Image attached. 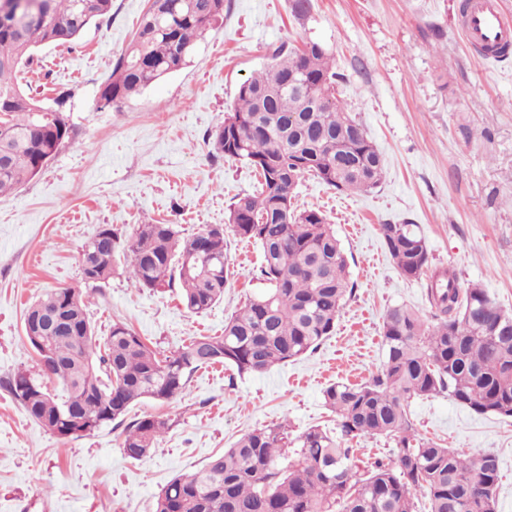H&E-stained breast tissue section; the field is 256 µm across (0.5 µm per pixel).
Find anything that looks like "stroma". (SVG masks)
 Here are the masks:
<instances>
[{
	"mask_svg": "<svg viewBox=\"0 0 512 512\" xmlns=\"http://www.w3.org/2000/svg\"><path fill=\"white\" fill-rule=\"evenodd\" d=\"M463 0H312L296 19L290 0H230L193 61L133 96L99 110L100 88L133 40L148 0H112L110 16L73 43L45 45L20 66L17 84L53 107L65 97L71 132L34 179L0 197V512H153L174 477L222 453L244 432L285 422L295 432L335 430L322 391L359 384L386 360L389 307L430 318L429 275L405 279L387 252L385 224H416L431 265L452 269L461 288L478 284L512 310V57L474 54L461 30ZM324 44L343 74L341 97L382 154L376 189L340 192L310 177L298 208L322 211L336 228L354 293L333 336L315 352L267 374L231 379L224 366L196 371L174 400H143L127 418L167 419L154 452H122L123 426L64 438L25 412L2 383L40 365L23 331L27 307L51 289L84 288L81 252L102 225L130 236L140 224L185 234L226 223L258 175L212 153L239 85L272 46ZM224 299L194 314L176 288H137L124 265L89 291L98 335L121 321L169 352L195 336H219L224 321L264 289L260 247L227 234ZM415 429L442 446L499 460L497 512H512V418L479 415L447 394L413 399Z\"/></svg>",
	"mask_w": 512,
	"mask_h": 512,
	"instance_id": "1",
	"label": "stroma"
}]
</instances>
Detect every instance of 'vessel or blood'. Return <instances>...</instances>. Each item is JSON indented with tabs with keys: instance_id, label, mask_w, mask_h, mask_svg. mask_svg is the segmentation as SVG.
I'll use <instances>...</instances> for the list:
<instances>
[{
	"instance_id": "b4317fda",
	"label": "vessel or blood",
	"mask_w": 512,
	"mask_h": 512,
	"mask_svg": "<svg viewBox=\"0 0 512 512\" xmlns=\"http://www.w3.org/2000/svg\"><path fill=\"white\" fill-rule=\"evenodd\" d=\"M461 25L475 52L493 59L512 55V16L501 10L499 0H468Z\"/></svg>"
}]
</instances>
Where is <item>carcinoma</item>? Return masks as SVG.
Listing matches in <instances>:
<instances>
[{
  "instance_id": "1",
  "label": "carcinoma",
  "mask_w": 512,
  "mask_h": 512,
  "mask_svg": "<svg viewBox=\"0 0 512 512\" xmlns=\"http://www.w3.org/2000/svg\"><path fill=\"white\" fill-rule=\"evenodd\" d=\"M98 0L83 19L75 0H50V14L11 33L0 32V98L14 100L0 117V196L17 189L56 155L70 127L58 112H34L40 101L11 83L19 65L45 44L76 40L107 16ZM224 14V0H154L116 60L97 107L113 108L181 69ZM305 81L300 90L290 84ZM342 79L319 42L280 44L270 61L242 82L224 126L210 136L215 153L243 161L262 178L260 189L230 208L234 235L259 244V277L268 284L224 321L221 336H198L169 353L152 349L123 322L97 336L82 291L57 288L32 303L36 312L66 310L67 332L37 325L24 330L36 353L51 354L49 371L66 388L58 399L42 381L18 373L10 394L29 416L61 437L77 438L121 419L143 400L181 395L197 370L216 364L237 375H259L314 351L336 331L353 288L334 225L319 210L298 211L293 193L310 175L339 191L378 187L384 160L362 123L336 96ZM384 245L400 274L418 278L430 267L415 224L381 225ZM225 232L208 225L184 237L175 224H140L129 240L106 225L83 247L81 261L98 267L91 284L112 276L116 254H129L137 288L180 287L181 299L204 313L224 298L229 267ZM428 301L433 323L406 305L388 309L383 324L386 361L359 384L334 382L322 391L336 414V434L311 427L293 435L282 424L243 434L199 469L172 479L154 512H496L498 457L468 454L416 434L409 400L448 393L477 414L512 417V312L479 286L458 288L454 271H433ZM167 422L145 417L125 429L123 454L150 455ZM386 436L393 459L360 465L355 440Z\"/></svg>"
}]
</instances>
